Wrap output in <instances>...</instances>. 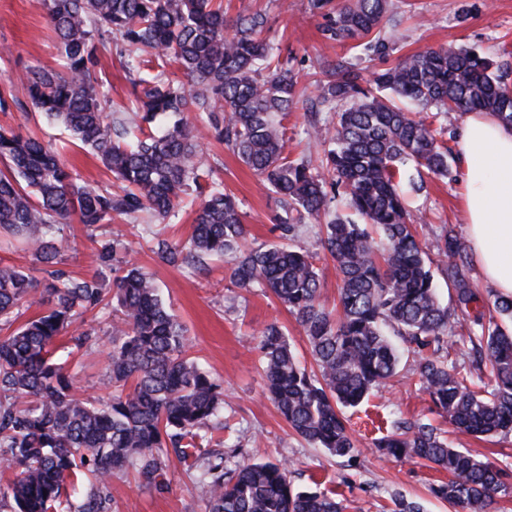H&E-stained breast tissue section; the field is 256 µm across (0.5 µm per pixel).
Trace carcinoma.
Instances as JSON below:
<instances>
[{"label":"carcinoma","mask_w":512,"mask_h":512,"mask_svg":"<svg viewBox=\"0 0 512 512\" xmlns=\"http://www.w3.org/2000/svg\"><path fill=\"white\" fill-rule=\"evenodd\" d=\"M310 0L333 40H366L375 55L391 50L380 25L388 0ZM59 39L62 69L30 66L0 78V112H39L62 122L73 141L96 155L123 192L84 181L52 142L0 128V234L13 238L43 265L30 270L0 263V470L14 478L0 487V512H111L112 476L132 471L146 487L165 483L169 453L198 471L208 512H343L336 498L297 489L281 462L237 463L209 449L210 422L224 410V387L186 358L187 331L167 306L152 275L116 257L118 240L99 243L100 269L74 277L55 268L65 227L90 232L124 216L149 213L161 221L197 193L184 247L155 238L152 252L168 265L223 259L241 288L271 292L303 328L318 372L302 367L275 323L260 331L267 397L304 440L337 457L361 449L344 410L356 407L397 373L400 355L389 334L419 354L417 375L439 415L463 434L512 433V296L485 301L463 273L465 248L451 227L436 239L438 268L452 282L457 310L437 296L430 259L404 204L402 167L445 176L448 146L434 127L448 114L491 112L512 126V91L493 62L457 45L405 55L366 79L341 65L319 84L318 103L331 119L312 126L327 144L322 170L291 159L282 117L297 99L293 57L264 37L266 15L224 20L223 0H42ZM153 50L144 59L138 51ZM117 51L140 72L131 79L129 119L140 136L125 139V121L105 112L98 82L102 55ZM208 115L207 131L232 149L280 200L283 238L307 220L322 229L323 248L341 275L340 312L320 302L313 257L287 243L248 244L236 200L213 181L198 151L193 123ZM362 219L332 210L336 192ZM380 230L375 240L367 226ZM116 302L106 394L73 393L60 338L107 297ZM41 311L17 323L21 308ZM495 315L486 316L485 308ZM469 322V364L451 355L458 329ZM489 381L473 390L475 373ZM375 448L396 459H419L450 475L432 489L454 512H496L512 493L507 475L461 448H452L429 420L394 419Z\"/></svg>","instance_id":"carcinoma-1"}]
</instances>
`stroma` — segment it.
I'll return each mask as SVG.
<instances>
[{
  "instance_id": "1",
  "label": "stroma",
  "mask_w": 512,
  "mask_h": 512,
  "mask_svg": "<svg viewBox=\"0 0 512 512\" xmlns=\"http://www.w3.org/2000/svg\"><path fill=\"white\" fill-rule=\"evenodd\" d=\"M227 19L258 10L268 16L267 37L293 56V73L304 90L301 101L283 121L291 157L319 160L321 143L310 135L312 117L327 119V111L312 114L314 80L320 66L344 62L360 69L364 77L393 64L398 56L427 47L455 44L474 49L507 70L512 85V0H389L382 30L392 38L388 55L366 53L350 41H334L320 31L322 18L312 13L309 0H224ZM58 40L41 0H0V76H16L30 65L57 66ZM104 90L113 108L126 104L131 90L127 60L119 53L102 57ZM204 155L217 159L215 177L225 192L235 197L249 230L248 242L258 246L277 240L282 211L259 177L243 165L232 150L214 139L200 142ZM402 190L413 223L424 225L422 238L433 247L442 225L453 227L466 238V215L458 176H424L422 184L403 180ZM194 202H186L178 216L158 223L143 219L133 223L115 220L101 225L89 238L82 225L70 224L60 267L68 274L84 276L98 268L99 239L119 238L129 244L133 257L154 277L167 303L188 331L190 357L223 382L224 429L214 431V441L232 440L225 454L230 461L285 460L291 466L295 486L312 488L341 501L344 512H383L393 494L421 503L426 512H452L437 500L432 486L448 474L424 463L399 461L377 452L374 443L386 433V422L431 417V403L419 389L415 357L404 352L397 375L358 407L349 409L350 427L362 450L360 456H330L297 436L263 393L260 375L259 328L278 323L287 334L297 358L306 367L314 361L305 333L295 317L268 292L237 287L225 262L212 259L178 267L156 261L152 237L161 234L175 244L190 236ZM294 246L312 255L320 279L321 301L328 310L339 304L341 276L335 261L323 249L319 225H301ZM109 320L99 310L88 312L76 325L91 333V345L70 357L78 395L104 392L106 357L110 349L106 330ZM456 447L468 449L512 475V434L479 439L458 435ZM112 512H207L200 487L178 461H170L164 488L140 485L133 475L114 477Z\"/></svg>"
}]
</instances>
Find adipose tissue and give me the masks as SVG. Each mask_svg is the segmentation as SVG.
<instances>
[{
	"mask_svg": "<svg viewBox=\"0 0 512 512\" xmlns=\"http://www.w3.org/2000/svg\"><path fill=\"white\" fill-rule=\"evenodd\" d=\"M456 149L473 253L483 278L512 296V126L467 113Z\"/></svg>",
	"mask_w": 512,
	"mask_h": 512,
	"instance_id": "adipose-tissue-1",
	"label": "adipose tissue"
}]
</instances>
